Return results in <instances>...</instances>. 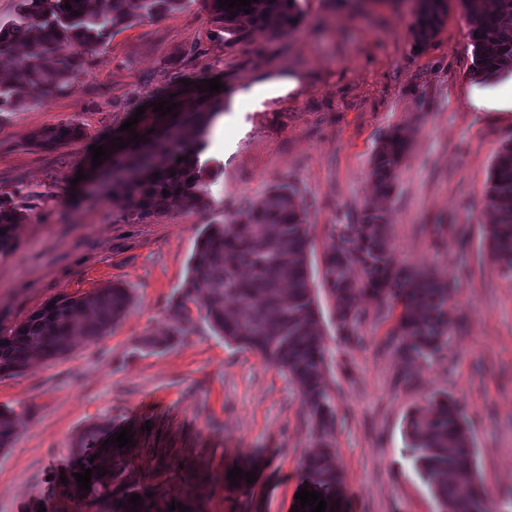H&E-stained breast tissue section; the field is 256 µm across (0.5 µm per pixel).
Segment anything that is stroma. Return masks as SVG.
Instances as JSON below:
<instances>
[{"instance_id":"1","label":"stroma","mask_w":512,"mask_h":512,"mask_svg":"<svg viewBox=\"0 0 512 512\" xmlns=\"http://www.w3.org/2000/svg\"><path fill=\"white\" fill-rule=\"evenodd\" d=\"M299 26L249 42L220 39L209 0L135 22L105 43L71 86L0 114V194L22 213L0 252V333L46 303L121 283L126 315L63 358L33 356L0 378V408L18 426L0 451V512H114L150 494L148 512H292L310 424L288 376L259 353L225 342L190 303L186 336L159 352L140 346L178 320L174 302L198 235L242 214L273 186L295 187L308 209L309 272L327 349L336 411L329 436L342 469L335 512H436L409 451L407 421L433 394L465 408L486 489L485 512H512V280L483 242V199L494 157L512 141V112H476L468 16L448 0L436 36L417 45L410 0H297ZM192 88L176 82V73ZM302 77L294 90L258 93ZM220 78L224 109L200 155L213 172L209 204L141 221L95 187L91 146L111 147L130 117L136 133L161 130L159 93L199 105L196 81ZM79 124L81 140L45 151L25 137ZM399 130L409 149L383 202L396 265L451 275L448 346L406 365L388 342L398 311L361 297V344L340 339L336 300L323 284L331 225L355 223L372 202L371 159ZM84 179H77V172ZM93 425L127 431L133 446L100 455L90 491L62 483ZM254 473L232 485L233 468Z\"/></svg>"}]
</instances>
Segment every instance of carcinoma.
I'll return each mask as SVG.
<instances>
[{
  "mask_svg": "<svg viewBox=\"0 0 512 512\" xmlns=\"http://www.w3.org/2000/svg\"><path fill=\"white\" fill-rule=\"evenodd\" d=\"M184 0H19L17 16L0 21V69L12 73L0 85V112L43 101L48 92L68 87L89 66L106 39L136 20L154 19L182 7ZM70 4L71 9L64 8ZM469 19L473 75L482 80L512 61V0H462ZM245 7L219 8L211 0V21L232 42L256 31L271 34L297 26V0H255ZM447 0H417L413 31L425 44L438 32L447 13ZM79 15H73V11ZM224 109L215 99L205 107L179 113L161 134H149L119 156L105 171L112 197L140 220L164 214L178 201L187 209L207 206L209 183L199 164L203 139ZM82 136L74 124L39 129L25 143L50 150ZM409 143L394 131L383 138L372 157L375 193H393L397 170ZM183 161H178V158ZM159 177H153L154 173ZM169 194H163V191ZM483 210L491 222L483 225L490 259L505 279H512V142L495 155ZM21 213L0 195V251L10 247L11 232ZM324 253V281L336 299V328L348 342L361 343L358 330L366 320L359 299L369 294L385 307L402 306L389 343L406 362L427 360L448 345L447 275L434 268L398 267L392 262L385 210L369 203L356 224H335ZM307 211L297 190L271 188L237 218L209 224L196 244L187 280L176 306L201 296L205 318L228 342L244 345L283 371L296 386L311 423L312 448L300 467L309 489L321 494L330 512L341 480V469L328 435L336 413L325 380L326 348L315 307L310 274ZM132 303L129 288L116 284L94 295L61 297L32 313L10 334L0 335V376L21 373L32 352L55 360L70 352L73 340H95L112 329ZM236 306L232 318L227 304ZM187 317L176 321L165 336H144L143 348L164 350L185 332ZM17 430L15 414L0 409V449L11 445ZM101 427L80 437L91 468L99 450ZM409 447L428 485L438 512H484L485 489L476 464V450L464 409L453 396L439 393L427 408L408 421Z\"/></svg>",
  "mask_w": 512,
  "mask_h": 512,
  "instance_id": "1",
  "label": "carcinoma"
}]
</instances>
